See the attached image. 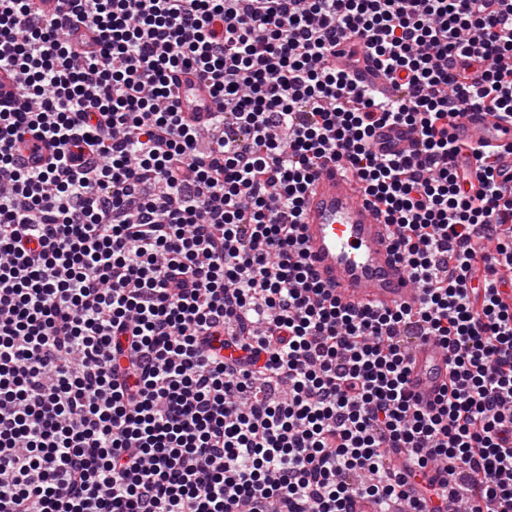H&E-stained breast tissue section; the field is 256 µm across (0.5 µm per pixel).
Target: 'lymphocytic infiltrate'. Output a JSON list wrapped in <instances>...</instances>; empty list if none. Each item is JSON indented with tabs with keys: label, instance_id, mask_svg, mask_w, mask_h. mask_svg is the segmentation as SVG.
Listing matches in <instances>:
<instances>
[{
	"label": "lymphocytic infiltrate",
	"instance_id": "obj_1",
	"mask_svg": "<svg viewBox=\"0 0 512 512\" xmlns=\"http://www.w3.org/2000/svg\"><path fill=\"white\" fill-rule=\"evenodd\" d=\"M30 11L0 0V65L30 102L0 110V512H512V309L493 276L512 266V190L498 148L451 134L483 109L512 121V0ZM363 55L397 96L354 82ZM177 68L225 103L208 150ZM386 125L418 133L413 156L374 150ZM29 137L54 148L36 169ZM327 156L383 205L417 306L326 297L299 229ZM415 328L455 376L429 411L407 389Z\"/></svg>",
	"mask_w": 512,
	"mask_h": 512
}]
</instances>
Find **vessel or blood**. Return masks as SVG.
<instances>
[{
    "label": "vessel or blood",
    "mask_w": 512,
    "mask_h": 512,
    "mask_svg": "<svg viewBox=\"0 0 512 512\" xmlns=\"http://www.w3.org/2000/svg\"><path fill=\"white\" fill-rule=\"evenodd\" d=\"M181 109L186 119L203 125L220 111L209 84L196 71L174 72ZM0 104L23 110L24 98L12 74L0 70ZM461 141L512 144V124L493 111L467 114L452 130ZM378 143L406 155L416 148L413 130L387 126L378 129ZM300 236L316 278L342 306L394 308L417 305L420 291L406 274L393 248V229L359 180L333 162L324 164L306 194ZM408 389L424 407L432 406L448 383V358L431 339L416 336L409 351Z\"/></svg>",
    "instance_id": "b4317fda"
}]
</instances>
